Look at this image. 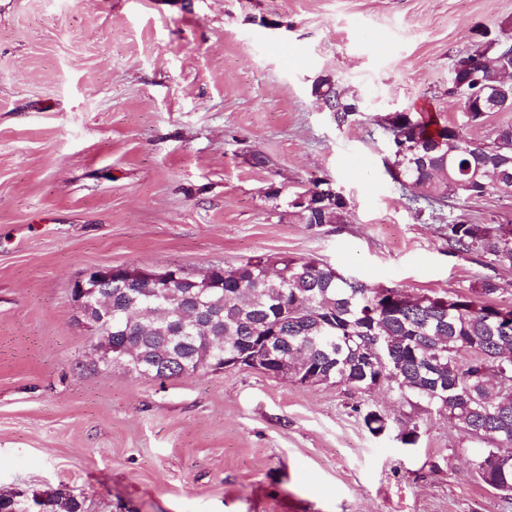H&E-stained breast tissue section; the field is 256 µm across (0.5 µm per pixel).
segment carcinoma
Here are the masks:
<instances>
[{
  "instance_id": "obj_1",
  "label": "carcinoma",
  "mask_w": 512,
  "mask_h": 512,
  "mask_svg": "<svg viewBox=\"0 0 512 512\" xmlns=\"http://www.w3.org/2000/svg\"><path fill=\"white\" fill-rule=\"evenodd\" d=\"M314 94L334 109L336 125L348 126L358 113L356 101L343 98L329 78L314 84ZM486 113L461 107L454 126L431 124L411 112H394L383 127L393 144L386 163L393 179L411 190L414 200L439 208L448 201L481 198L493 190V176L511 172L512 126L496 128L484 142L463 135ZM309 204L289 202L303 224H346V204L329 192L328 182L313 183ZM451 254H478L493 269L512 270V224L455 222L447 225ZM277 274L269 260L249 258L223 269L224 286L214 274L198 278L193 289L194 318L177 337L168 321L130 320L122 306L130 299L143 311L175 302L178 288L112 289V326L93 349L117 351L128 344L151 372L165 378L203 370L226 348L246 349L253 337L278 326L286 337L281 357L295 360V375L318 376L362 390L378 380L432 406L471 439L488 444L472 466L477 478L512 499V310L486 299L498 292L487 277L476 288L445 296L448 309L433 305L428 294L405 288L372 287L314 259L283 257ZM288 315L281 316V303ZM44 512H83V500L51 492L39 497Z\"/></svg>"
}]
</instances>
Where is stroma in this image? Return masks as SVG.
<instances>
[{
	"mask_svg": "<svg viewBox=\"0 0 512 512\" xmlns=\"http://www.w3.org/2000/svg\"><path fill=\"white\" fill-rule=\"evenodd\" d=\"M507 19L512 0H0V493L59 490L85 512H512L471 470L475 444L396 392L248 367L144 378L97 361L70 300L93 266L199 277L288 256L418 295L491 276L512 304V271L444 236L512 222V199L419 210L382 126L459 122L454 64ZM325 77L360 122L336 125ZM316 180L349 223L293 214Z\"/></svg>",
	"mask_w": 512,
	"mask_h": 512,
	"instance_id": "35a3bbf8",
	"label": "stroma"
}]
</instances>
